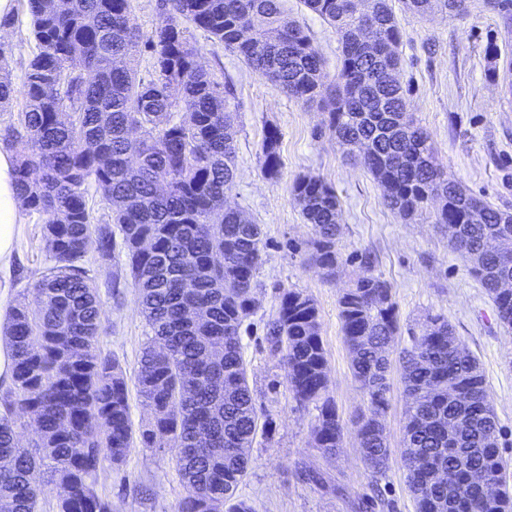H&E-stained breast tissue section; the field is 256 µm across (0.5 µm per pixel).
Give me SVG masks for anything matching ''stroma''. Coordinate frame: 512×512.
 I'll return each instance as SVG.
<instances>
[{"mask_svg":"<svg viewBox=\"0 0 512 512\" xmlns=\"http://www.w3.org/2000/svg\"><path fill=\"white\" fill-rule=\"evenodd\" d=\"M464 16L421 18L401 11L399 52L401 81L409 86L408 110L431 132L439 163L476 196L512 210V92L501 69L512 60V25L487 6L467 0ZM289 14L304 25L334 75L339 44L333 28L308 10L302 0H285ZM9 27L0 28L5 63L14 84H21L35 48L24 0H17ZM204 69L217 80L231 78L239 119L235 128L237 175L227 201L260 224L265 261L257 276V310L241 329L248 381L267 435L251 449V468L238 493L255 512H355L354 504L379 484L385 503L375 512H416L400 463L407 421L404 384L397 363L410 348L426 314H444L465 348L477 358L501 428V448L512 461V329L498 321L496 309L463 258L448 246V230L421 218L403 221L383 203L378 183L347 156L324 128V114L290 99L259 77L237 56L213 44L207 33L190 30ZM496 45L490 57L488 45ZM280 133L282 167L266 178L260 145L268 127ZM314 175L331 184L340 199L343 233L338 243L344 263L329 279L306 261L312 236L292 195L296 177ZM46 215L23 212L15 226L14 258L0 272V328L9 309L31 300V288L49 262L43 228ZM375 256L374 271L389 281L398 306L400 329L389 354V407L384 424L392 455L385 475L366 469L352 426L367 408L355 382L341 331L337 300L359 273L356 252ZM83 263L104 309L97 347L116 359L128 379H135L140 353L149 338L138 292L122 250L106 258L88 250ZM295 288L316 303L327 357L328 394L345 427L336 456L314 444L318 411L289 393L285 370L264 340L265 325L275 314L282 290ZM322 473L327 483L305 479ZM96 488L112 503V512H177L187 491L172 454L156 448H133L124 464L103 460Z\"/></svg>","mask_w":512,"mask_h":512,"instance_id":"1","label":"stroma"}]
</instances>
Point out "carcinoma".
I'll list each match as a JSON object with an SVG mask.
<instances>
[{
    "label": "carcinoma",
    "mask_w": 512,
    "mask_h": 512,
    "mask_svg": "<svg viewBox=\"0 0 512 512\" xmlns=\"http://www.w3.org/2000/svg\"><path fill=\"white\" fill-rule=\"evenodd\" d=\"M419 17H455L465 0H364L373 45L358 44L362 18L349 0H304L327 20L340 43L336 74L282 0H158L159 23L142 38L132 24L134 0H27L36 51L22 83L25 104L0 129L15 149L16 182L25 209L48 215L50 262L32 285L34 304L6 314L13 368L0 395V512H37L45 475L62 489L57 512H112L95 487L101 458L119 465L135 443L169 448L187 488L179 512H254L239 498L248 474L258 416L240 331L255 311L254 279L264 263L260 225L225 206L236 177L230 82L197 64L188 27L241 58L303 106L319 104L325 127L354 149L383 189L386 205L406 222L427 215L454 227L449 247L512 328V212L467 191L436 158L429 130L407 113L400 79L401 39L393 2ZM148 48L150 78L132 65ZM0 106L17 89L3 72ZM280 136L267 131L261 169H281ZM292 195L311 225L308 262L332 277L342 266L340 200L314 176L297 178ZM111 221L95 223V199ZM120 235L151 336L136 375L149 413L134 431L120 364L97 349L104 316L82 260L90 246L105 257ZM224 257L221 264L215 257ZM359 256L363 272L338 298L355 381L368 400L356 435L368 471L385 474L391 449L387 345L398 330L391 284ZM204 318L196 320L192 311ZM265 341L280 356L288 388L319 408L314 442L336 455L344 425L328 396L326 354L315 302L296 289L280 296ZM407 422L401 450L416 512H512L498 480L507 465L501 430L477 359L441 314L426 316L404 351ZM36 429L34 448L17 440L21 417ZM454 472L451 485L437 480ZM482 472L486 482L473 474Z\"/></svg>",
    "instance_id": "obj_1"
}]
</instances>
